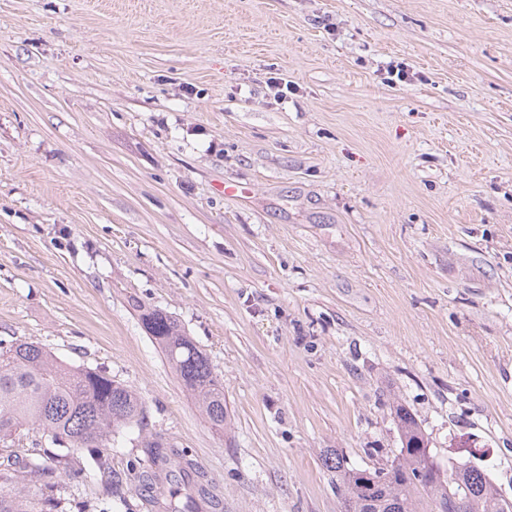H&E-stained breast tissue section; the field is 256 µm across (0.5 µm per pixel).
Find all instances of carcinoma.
<instances>
[{"mask_svg":"<svg viewBox=\"0 0 512 512\" xmlns=\"http://www.w3.org/2000/svg\"><path fill=\"white\" fill-rule=\"evenodd\" d=\"M141 320L208 421L224 427V382L206 355L171 316L147 311ZM393 419L401 448L386 462L356 467L338 452L324 455L323 466L336 475L341 512H448L450 494L459 496L463 512H512V500L471 462L436 468L427 435L403 405L393 406ZM134 426H146L141 397L106 372L61 361L37 343L0 347V446L9 450L0 463V486L9 488L0 493V512H68L71 500L48 495L36 501L31 488H53L63 480L80 485L92 468L110 471L99 449L120 429ZM30 431L38 434L32 452L11 450ZM85 451L89 468L79 460ZM143 451L149 460L173 458L189 487L184 499L169 501L166 512H198L196 497L208 495L201 467L160 438L147 440Z\"/></svg>","mask_w":512,"mask_h":512,"instance_id":"cac0c4a2","label":"carcinoma"}]
</instances>
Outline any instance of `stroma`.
<instances>
[{"mask_svg":"<svg viewBox=\"0 0 512 512\" xmlns=\"http://www.w3.org/2000/svg\"><path fill=\"white\" fill-rule=\"evenodd\" d=\"M145 310L223 378L227 427ZM21 341L144 401L106 452L126 494L93 473L91 512H156L147 435L223 512H340L322 457H391L395 400L512 500V0H0ZM141 320L148 334L162 349L171 368L196 398L208 421L216 428H223L228 417L224 382L211 367L206 355L171 316L147 311L141 314ZM143 451L147 461L153 459H166L173 457L174 466L178 472L185 478L189 490L194 491L197 496L205 497L209 495L206 488L205 472L193 460L188 459V455L180 448L163 442L160 438H151L143 444Z\"/></svg>","mask_w":512,"mask_h":512,"instance_id":"35a3bbf8","label":"stroma"}]
</instances>
